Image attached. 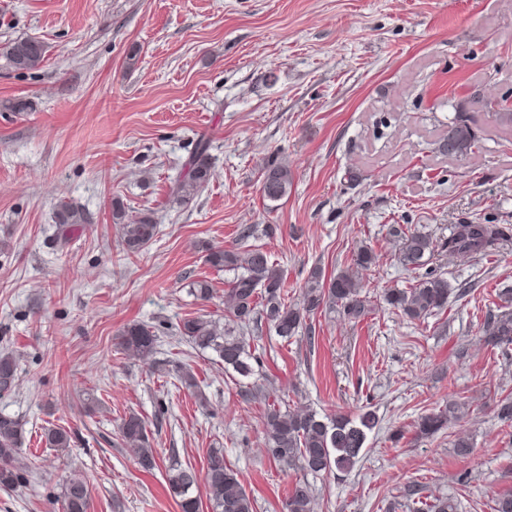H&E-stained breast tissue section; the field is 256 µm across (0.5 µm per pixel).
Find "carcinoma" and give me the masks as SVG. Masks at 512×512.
Masks as SVG:
<instances>
[{"label": "carcinoma", "instance_id": "obj_1", "mask_svg": "<svg viewBox=\"0 0 512 512\" xmlns=\"http://www.w3.org/2000/svg\"><path fill=\"white\" fill-rule=\"evenodd\" d=\"M0 58L17 71H30L42 65L44 45L34 38H20L0 47ZM466 104L456 105L457 115L448 121V139L452 157H465L479 140L474 128L463 116ZM209 141L198 139L194 151L173 181L172 193L182 202L190 201L210 181L211 155ZM261 193L270 202H278L288 194L292 172L279 157L272 155L261 172ZM112 219L121 225V239L129 254H137L156 241L160 225L149 217L132 219L119 202L112 203ZM57 238L67 240L74 224L84 223V215L70 203L61 201L55 214ZM398 238V261L409 273L413 283L407 288H390L383 302L401 311L410 321H421L441 312L448 305L451 285L436 269L424 270L428 257L436 251L450 256H486L508 237L507 228L499 224L462 223L452 228L440 242L420 232H405L392 227ZM205 261L218 271L232 270L235 277L224 290V322L204 315L188 316L177 324L178 335L192 348L206 351L224 363V370L240 380L251 381V396L262 407L261 418L265 453L282 468L309 474L333 470L347 472L359 459L367 433L378 424L374 413L367 410L354 417L333 418L320 415L307 406L290 407L283 389L269 381L259 382L263 360L250 336L252 327L265 320L282 342L306 334L312 342V328L307 318L319 312H337L344 319L358 323L374 310L371 301L362 295L359 274L375 261L372 250L360 248L352 263L336 276L324 281L321 272L313 270L296 303L286 302L283 272L270 261L262 247L240 245L205 249ZM483 344L488 347L512 345V312L494 314L484 323ZM157 335L146 325L130 323L118 335V346L128 357L135 358L154 371L174 376L182 387H197L192 371L176 361L157 362L154 355ZM13 353L0 352V394L12 391L17 372ZM469 413L468 404L448 401L444 409L426 414L418 420L416 433L429 437L445 427L455 425ZM122 444L131 449L140 467L152 471L156 466L150 441L148 422L136 413L121 419L118 427ZM46 444L51 448L70 447L71 436L60 428L44 429ZM25 442L24 424L15 417L0 413V489L10 490L25 481L30 466L22 456ZM452 448L456 456L465 458L474 449L473 437L465 432L454 433ZM167 489L179 512H200L201 497H206L212 512H256L255 499L230 466L224 462V449L209 450L204 482L198 483L193 467L173 465L167 475ZM90 489L87 478L80 473L69 475L60 496L62 512H89ZM460 503L451 497H436L422 512H458ZM316 499L309 483L295 482L288 492L283 512H315Z\"/></svg>", "mask_w": 512, "mask_h": 512}]
</instances>
